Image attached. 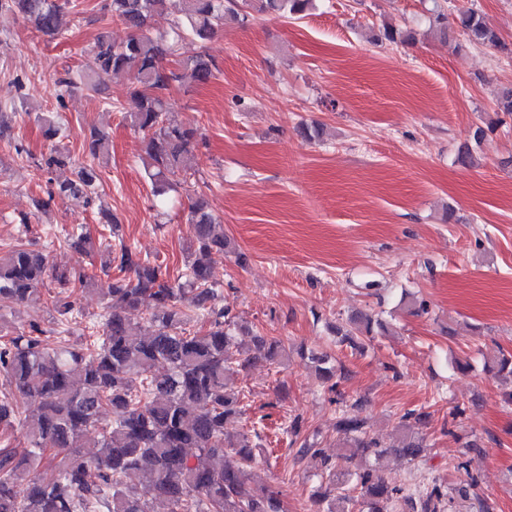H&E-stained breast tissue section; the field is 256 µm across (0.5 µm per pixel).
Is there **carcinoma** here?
I'll return each instance as SVG.
<instances>
[{"label":"carcinoma","instance_id":"carcinoma-1","mask_svg":"<svg viewBox=\"0 0 512 512\" xmlns=\"http://www.w3.org/2000/svg\"><path fill=\"white\" fill-rule=\"evenodd\" d=\"M168 2L105 0L104 10L130 31L128 40L116 46L110 36L99 34L79 80H63L91 91L104 79L129 81L131 106L125 118L144 136L159 196L177 188L178 177L191 167L198 137L197 130L173 119L171 87L185 76L206 84L215 70L203 53L180 60L178 72L165 66L167 58L178 55L183 41L203 43L219 26L238 24L255 13L294 19L312 8V0H182V16L170 32L146 35L151 19L164 13ZM66 5L68 0H0V10L29 16L51 39L64 34ZM430 26L443 41L458 32L471 46L512 56L497 29L473 8L457 11L451 21L436 8ZM383 40L410 42L415 36L384 26L375 35V41ZM84 145L94 159L109 154L108 138L94 128ZM69 163L70 155L54 147L41 168L49 173ZM99 181L92 165H80L74 178L57 183L50 194L90 203ZM188 224L191 238L177 279L162 263L141 257L123 242L114 246L95 240L82 224L65 232L62 243L99 255L102 271H118L103 289L107 305L90 338L51 341L37 318L25 329L0 323V377L11 389V396L0 399V439L17 425L24 431L23 443L0 445V512H153L155 503L168 505L170 512H285L280 492L253 478L261 430L253 426L230 434L226 423L245 414L244 394L230 383L229 374L258 360L279 364L288 352L281 340L258 332L250 333L248 343L238 339L236 317L214 304L212 262L228 248L224 233L202 199L191 204ZM48 279L68 290L50 301L59 321L82 314L81 297L97 282L83 268L59 269L50 263L48 244L21 241L0 252V298L35 304ZM188 293L194 299L192 315L180 306ZM133 311L146 312L143 323L131 322ZM195 318L208 329L187 330ZM349 324L336 334L354 349L363 348L357 337L368 339L385 329L370 312L351 315ZM309 360L329 391H336L332 380L340 368L322 354L312 353ZM424 416L405 412L398 444L385 446L370 436L365 420L339 413L336 430L351 455L371 457L374 463L353 474L340 464L325 467L321 478L336 495L316 497L315 512H446L451 499L447 485L436 479L396 484L380 474L391 454L412 463L424 457L422 441L410 425ZM89 433L95 436L91 455L80 451ZM474 448L467 442L454 465L466 477V483L453 488L461 495L476 483L469 457ZM44 461L57 470L51 483L31 476ZM132 477L144 479L146 491L132 485Z\"/></svg>","mask_w":512,"mask_h":512}]
</instances>
